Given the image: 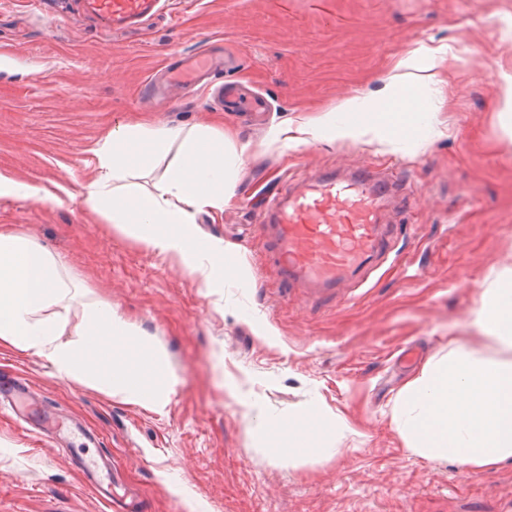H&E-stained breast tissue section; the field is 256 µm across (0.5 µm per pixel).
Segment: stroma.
<instances>
[{
    "instance_id": "1",
    "label": "stroma",
    "mask_w": 512,
    "mask_h": 512,
    "mask_svg": "<svg viewBox=\"0 0 512 512\" xmlns=\"http://www.w3.org/2000/svg\"><path fill=\"white\" fill-rule=\"evenodd\" d=\"M219 40L233 78L265 112H229L206 91L159 107L142 95L166 58ZM447 46L436 135L267 144L270 128L370 96L423 46ZM512 0H197L146 31L112 35L78 0H0V174L60 194L86 180L105 132L135 115L187 129L215 126L250 142L220 220L254 285L205 288L169 258L77 203L0 198V225L53 253L69 279L112 304L169 358L178 383L163 412L54 374L0 344V374L28 381L63 426L79 421L115 458L142 512H512V461L473 472L412 455L390 423L404 383L457 340L479 347L471 320L484 288L512 270ZM367 165L407 179L405 263H383L329 301L279 288L258 226L266 198L323 168ZM305 401L343 419L335 453L293 468L254 434L265 412ZM195 510H188L187 501ZM0 512H101L51 438L0 411Z\"/></svg>"
}]
</instances>
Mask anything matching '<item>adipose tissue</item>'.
<instances>
[{
    "label": "adipose tissue",
    "mask_w": 512,
    "mask_h": 512,
    "mask_svg": "<svg viewBox=\"0 0 512 512\" xmlns=\"http://www.w3.org/2000/svg\"><path fill=\"white\" fill-rule=\"evenodd\" d=\"M361 107L360 96L343 98L336 110L299 124L279 123L269 141L289 148L388 133L378 115L359 122L336 118ZM174 148L177 160L153 187L136 184ZM248 150L208 127L120 124L95 149V172L66 197L167 255L203 287L216 288L224 282L225 271L215 263L224 242L198 235L195 218L223 213L224 188ZM75 297L52 254L0 225V343L43 357L58 376L164 410L177 384L165 354L138 341L102 299L83 302L78 337L66 339L68 316L61 308ZM475 322L483 333L481 350L460 346L428 361L400 389L390 419L412 454L473 471L512 460V275H499L482 292ZM266 421L263 437H276L278 454L294 464L332 455L334 437L346 428L312 403L286 418L267 412Z\"/></svg>",
    "instance_id": "adipose-tissue-1"
}]
</instances>
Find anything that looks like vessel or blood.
Here are the masks:
<instances>
[{
    "instance_id": "1",
    "label": "vessel or blood",
    "mask_w": 512,
    "mask_h": 512,
    "mask_svg": "<svg viewBox=\"0 0 512 512\" xmlns=\"http://www.w3.org/2000/svg\"><path fill=\"white\" fill-rule=\"evenodd\" d=\"M84 12L113 34L145 30L162 15H174L176 0H80ZM235 58L218 57L205 50L180 57L166 67L164 82L148 81L146 96L191 89L200 78L235 68ZM402 188L389 174L359 167L345 176L324 169L288 191L267 200L261 226L263 247L276 266L285 290L307 288L319 297L334 295L355 285L360 274L385 261L393 251L383 221L386 204ZM22 398L28 410L40 404L38 395L13 385L0 384V402ZM87 487L104 505H112V459L105 452L85 456L72 448Z\"/></svg>"
}]
</instances>
